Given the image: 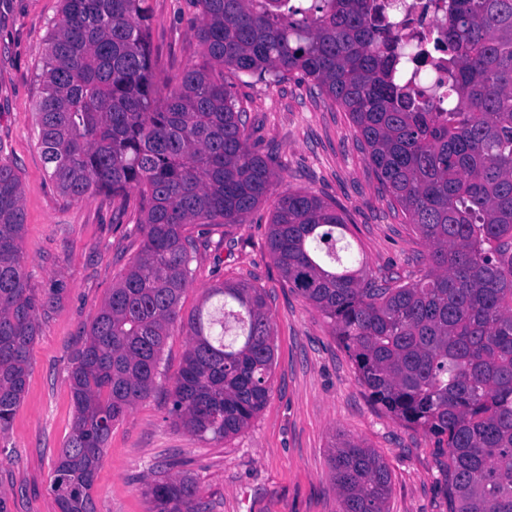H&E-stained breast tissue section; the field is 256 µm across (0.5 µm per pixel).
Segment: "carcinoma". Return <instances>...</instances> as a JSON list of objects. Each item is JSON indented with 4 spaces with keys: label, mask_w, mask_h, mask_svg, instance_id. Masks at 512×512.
I'll list each match as a JSON object with an SVG mask.
<instances>
[{
    "label": "carcinoma",
    "mask_w": 512,
    "mask_h": 512,
    "mask_svg": "<svg viewBox=\"0 0 512 512\" xmlns=\"http://www.w3.org/2000/svg\"><path fill=\"white\" fill-rule=\"evenodd\" d=\"M38 101L49 179L66 196L141 198L140 251L105 299L68 381L72 432L53 471L60 512H97L113 426L148 398L192 281V224H244L272 197L271 258L328 320L371 401L448 448V512H512V0H448V111L402 78V46L376 0H197L205 63L160 76L148 0H61ZM299 71L356 126L382 187L428 247L421 279H367L348 224L311 192L274 194L224 70ZM22 188L0 163V433L27 385L37 315L20 247ZM188 320L169 391L175 424L212 440L246 428L270 393L263 289H211ZM340 512H387L390 471L351 441L331 458ZM151 512H206L186 476L146 486Z\"/></svg>",
    "instance_id": "carcinoma-1"
}]
</instances>
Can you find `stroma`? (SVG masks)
Segmentation results:
<instances>
[{"label": "stroma", "mask_w": 512, "mask_h": 512, "mask_svg": "<svg viewBox=\"0 0 512 512\" xmlns=\"http://www.w3.org/2000/svg\"><path fill=\"white\" fill-rule=\"evenodd\" d=\"M148 6L156 64L177 78L199 61L201 8L197 0H148ZM60 17L61 0H0V162L13 164L20 177L25 270L48 302L39 312L24 397L11 428L0 434V495L9 512H59L51 478L73 424L70 362L143 240L135 224L137 191L122 212L104 193L71 199L47 175L36 112L46 39ZM230 83L247 112L251 148L271 156L280 171L277 191H311L334 205L373 276L418 279L427 247L408 216L391 206L348 112L311 98L308 80L298 74ZM270 220L264 202L247 223L193 228V279L179 303L186 320L205 308L207 289L227 282L265 289L274 327L267 404L225 440L176 426L168 380L190 338L175 327L156 389L112 429L95 483L97 512H150L143 488L164 463L169 475L193 478L207 512H339L330 460L343 440L362 443L387 464L388 512H448L444 449L370 402L326 319L273 263Z\"/></svg>", "instance_id": "stroma-1"}]
</instances>
